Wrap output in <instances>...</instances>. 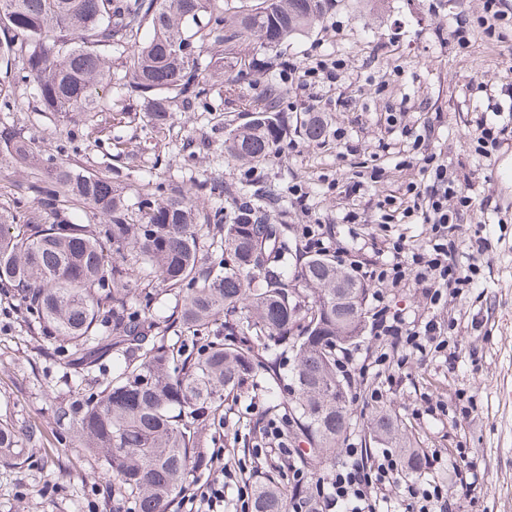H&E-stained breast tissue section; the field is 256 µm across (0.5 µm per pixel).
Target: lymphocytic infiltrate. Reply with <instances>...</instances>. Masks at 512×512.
Here are the masks:
<instances>
[{
    "instance_id": "f902f5d3",
    "label": "lymphocytic infiltrate",
    "mask_w": 512,
    "mask_h": 512,
    "mask_svg": "<svg viewBox=\"0 0 512 512\" xmlns=\"http://www.w3.org/2000/svg\"><path fill=\"white\" fill-rule=\"evenodd\" d=\"M288 80L299 86L338 85L344 79L343 59L315 55L304 62L289 61ZM419 170L428 177L425 187L411 183L406 187L412 210L421 212L430 226L428 243L421 249H409L404 240L393 241L389 263L363 268L362 276L378 285L399 286L414 280L422 285L429 306H436L444 293H458L469 283L468 270L458 257L461 241L458 230L463 217L472 207V198L448 177V166L437 156L425 155L418 160ZM375 329L385 350L383 360L404 363L409 353L422 351L426 345L441 349L447 346L437 321L431 318L415 323L389 305L378 303L373 315ZM346 461L337 466L325 486L317 492L316 512H378L387 492L396 485L398 463L392 452L377 456L347 446ZM404 512H448L447 487L435 480L405 486Z\"/></svg>"
}]
</instances>
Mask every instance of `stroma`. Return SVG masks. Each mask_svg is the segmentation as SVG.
<instances>
[{
  "label": "stroma",
  "instance_id": "1",
  "mask_svg": "<svg viewBox=\"0 0 512 512\" xmlns=\"http://www.w3.org/2000/svg\"><path fill=\"white\" fill-rule=\"evenodd\" d=\"M481 7V0H336L286 55L298 61L337 55L346 77L334 88L289 87L288 137L279 158L255 171L225 159L224 130L205 113H178L157 137L142 125L138 107H130L118 126L104 112L102 133L74 150L58 116L39 111L31 90L20 85L0 121L74 168L125 174L122 188L133 209L149 183L178 190L211 212L262 189L277 199L269 223L287 225L292 242L304 245V226L321 225L328 254L344 247V262L357 266L390 261L385 241L401 237L416 248L427 242L421 214H404L401 206L405 186L421 179L403 147L420 138L422 153L445 161L450 177L475 201L459 235L484 237V249L461 253L460 261L479 271L470 288L431 309L417 284L384 289L386 303L407 318L434 314L448 350L414 353L402 366L388 364L382 375L369 376L382 392L380 403H363L359 384L350 383L357 414L347 440L371 453L382 449L366 417L387 409L400 423L403 447L438 453L435 468L401 473L399 482H447L454 512H512V26L494 40L472 27L464 48L446 34L457 15L476 17ZM273 78L250 73L229 94L219 77L214 91L229 94L230 118L239 125L247 118L245 106ZM310 112L321 113L329 129H343V140L308 144L301 124ZM482 119L503 130L504 143L489 159L475 139ZM212 176L223 182V194L198 196L197 183ZM39 177L32 167L0 165V209H37L30 187ZM295 186L308 193L307 206L292 195ZM351 210L357 213L352 223L345 219ZM106 382L95 370L75 373L58 344L30 335L21 312L0 301V419L18 431H36L20 461L0 458V512H120L101 460L84 454L74 430L54 415L56 406ZM267 411L257 388L202 425L211 471L227 466L233 473L224 486V512H239L238 488L255 467L284 486L293 484L290 472L258 463V438L239 426L265 420Z\"/></svg>",
  "mask_w": 512,
  "mask_h": 512
}]
</instances>
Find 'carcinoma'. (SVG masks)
<instances>
[{
    "instance_id": "carcinoma-1",
    "label": "carcinoma",
    "mask_w": 512,
    "mask_h": 512,
    "mask_svg": "<svg viewBox=\"0 0 512 512\" xmlns=\"http://www.w3.org/2000/svg\"><path fill=\"white\" fill-rule=\"evenodd\" d=\"M331 0H0V104L10 87L34 85L40 111L83 126L98 114L140 106L160 136L179 112H211L209 77L234 85L252 71L281 69V46L324 20ZM258 52L241 55L243 43ZM121 93L106 99L112 59ZM286 90L267 83L249 120L228 130L224 153L256 165L278 158L287 128ZM328 133L318 116L303 136ZM0 163L43 166L32 184L42 211L0 212V293L31 315L38 336L65 342L87 370L109 361L112 379L96 394L55 409L73 425L79 447L102 461L112 496L133 512H167L201 453L199 425L229 398L259 385L269 414L288 419L298 453L320 472L336 460L352 426V395L336 373V352L362 337L368 288L325 254H299L285 225L267 223L275 201L259 190L246 207L204 214L184 196L143 195L138 219L112 178L42 158L15 129L0 128ZM76 199L100 224H82L61 203ZM119 262L109 264V254ZM173 293L166 316L136 307L155 284ZM218 325L224 342L186 351V334ZM177 337L180 345L169 343ZM292 354L290 383L281 356ZM385 440L398 424L372 419ZM19 432L0 420V457L20 458ZM299 488L255 483L252 512H289Z\"/></svg>"
}]
</instances>
